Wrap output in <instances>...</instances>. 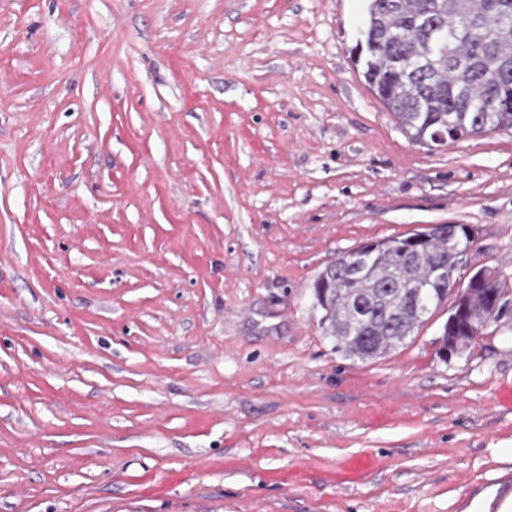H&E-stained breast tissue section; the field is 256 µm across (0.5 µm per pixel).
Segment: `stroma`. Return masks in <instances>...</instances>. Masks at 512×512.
Here are the masks:
<instances>
[{"label":"stroma","mask_w":512,"mask_h":512,"mask_svg":"<svg viewBox=\"0 0 512 512\" xmlns=\"http://www.w3.org/2000/svg\"><path fill=\"white\" fill-rule=\"evenodd\" d=\"M367 0H0V512H488L512 317L361 363L313 283L470 224L512 274V130L410 142Z\"/></svg>","instance_id":"stroma-1"}]
</instances>
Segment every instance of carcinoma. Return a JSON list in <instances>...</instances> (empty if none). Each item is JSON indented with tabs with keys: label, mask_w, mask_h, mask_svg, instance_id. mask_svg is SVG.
Listing matches in <instances>:
<instances>
[{
	"label": "carcinoma",
	"mask_w": 512,
	"mask_h": 512,
	"mask_svg": "<svg viewBox=\"0 0 512 512\" xmlns=\"http://www.w3.org/2000/svg\"><path fill=\"white\" fill-rule=\"evenodd\" d=\"M364 45V77L409 141L442 146L512 129V112L470 110L454 97L457 87L466 86L490 108L504 85L512 92V0H369ZM425 56L428 71L411 77L408 60ZM403 244L397 237L376 242L358 276L343 270L344 255L335 268L324 269L326 282L315 295L320 327L344 357H385L425 323L402 305L410 279L428 275L417 263L406 269ZM506 293L505 279L497 280L483 300L468 306L469 313L479 317L492 295L508 304ZM380 294L396 316L374 310L368 324L359 325L351 305L372 304Z\"/></svg>",
	"instance_id": "obj_1"
}]
</instances>
